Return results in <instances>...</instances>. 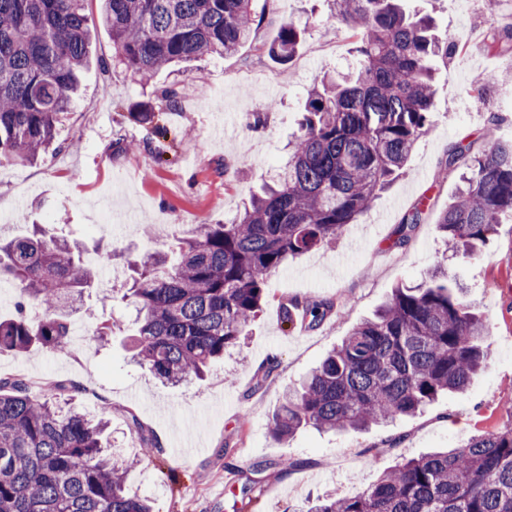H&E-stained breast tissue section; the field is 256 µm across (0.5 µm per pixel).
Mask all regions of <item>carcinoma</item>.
<instances>
[{"label":"carcinoma","mask_w":512,"mask_h":512,"mask_svg":"<svg viewBox=\"0 0 512 512\" xmlns=\"http://www.w3.org/2000/svg\"><path fill=\"white\" fill-rule=\"evenodd\" d=\"M86 0H0V160L33 163L55 140L87 63L92 19ZM112 33V65L145 83L160 69L228 56L253 35L252 0H101ZM356 39L354 60L336 80H315L307 118L289 143L277 179L222 224H198L176 239V262L149 254L130 264L121 295L136 311L135 358L163 385L200 377L240 343L267 301V282L288 260L335 241L402 170L425 131L438 65L448 61L427 16L402 0H331ZM302 31L288 23L268 55L288 62ZM443 167L465 169L437 230L456 255L481 252L502 215L512 214V142L478 152L456 145ZM414 207L392 245L410 242L423 220ZM97 264L80 248L32 225L0 237V278L19 285L16 315L0 320V349H71L72 302L94 286ZM39 308L32 317L28 308ZM283 322L319 326L330 299L292 296ZM487 325L438 268L397 287L374 317L353 328L315 370L288 390L271 420L274 438L302 427L360 431L414 416L483 372ZM54 385L32 395L24 378H0V512H152L126 486L131 462L112 455L106 417L80 412ZM151 458L157 438L132 420ZM293 512H512V424L456 448L404 460L353 496L329 494Z\"/></svg>","instance_id":"1"}]
</instances>
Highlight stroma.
<instances>
[{
    "mask_svg": "<svg viewBox=\"0 0 512 512\" xmlns=\"http://www.w3.org/2000/svg\"><path fill=\"white\" fill-rule=\"evenodd\" d=\"M405 8L433 17L450 45L426 132L357 223L270 279L272 301L246 327L240 348L204 379L164 386L131 362L126 343L135 310L101 297L120 287L129 260L168 253L190 225L233 216L276 173L288 141L301 131L309 86L341 73L354 55L330 0H253V41L231 56L163 69L145 85L111 67L112 34L91 24V60L80 94L56 126V150L34 164L0 162V236L20 233L24 218L61 229L83 252L112 255L98 286L73 304L72 319L86 330L81 343L67 354L1 351L0 376L80 385L78 406L109 413L112 449L133 461L127 484L154 512H240L234 494L250 477L257 480L250 512H293L328 492L356 494L398 461L457 447L512 420L503 410L512 405V218L495 225L482 252L467 258L450 257L436 227L460 186V170L441 166L445 151L512 140V55L484 50L488 35L512 27V0H407ZM288 23L305 35L294 57L279 63L259 46ZM163 86L181 93L176 110L157 111L168 131L163 156L115 152L117 140L149 137L132 114L153 103ZM421 201L424 221L407 246L392 247L397 224ZM442 263L490 325L481 376L465 392L384 427L343 433L307 427L275 439L270 420L288 389L393 288L424 281ZM290 296L330 297L336 311L316 328L293 327L277 310L278 299ZM107 319L119 330L101 347L91 333ZM271 359L278 367L263 377ZM134 421L153 432L162 455L142 458ZM370 447L378 450L372 460L365 454ZM284 457L299 460V468L280 473L273 463Z\"/></svg>",
    "mask_w": 512,
    "mask_h": 512,
    "instance_id": "35a3bbf8",
    "label": "stroma"
}]
</instances>
